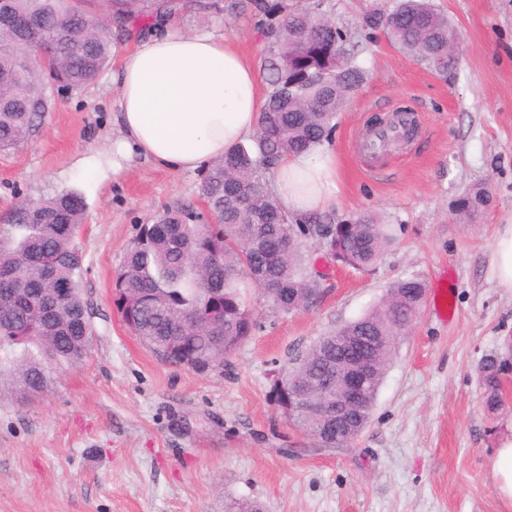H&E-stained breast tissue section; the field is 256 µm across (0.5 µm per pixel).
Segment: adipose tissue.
<instances>
[{"instance_id": "obj_1", "label": "adipose tissue", "mask_w": 512, "mask_h": 512, "mask_svg": "<svg viewBox=\"0 0 512 512\" xmlns=\"http://www.w3.org/2000/svg\"><path fill=\"white\" fill-rule=\"evenodd\" d=\"M122 135L80 161L89 175L119 172L138 152L156 166L192 171L223 157L259 129L261 94L250 57L227 39L164 30L140 42L113 75ZM330 151L286 155L272 192L298 221L336 202Z\"/></svg>"}]
</instances>
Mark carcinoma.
I'll use <instances>...</instances> for the list:
<instances>
[{
    "label": "carcinoma",
    "instance_id": "1",
    "mask_svg": "<svg viewBox=\"0 0 512 512\" xmlns=\"http://www.w3.org/2000/svg\"><path fill=\"white\" fill-rule=\"evenodd\" d=\"M13 17H31L41 26L23 33L0 21V148L16 147L36 131L48 110L46 87L81 89L94 83L112 58L114 38L130 32L139 19L158 29L172 17L212 7L207 0H106L111 23L89 37L96 16L78 0H7ZM314 12H289L270 29L269 49L261 58L268 91L260 128L252 144L238 145L203 171L204 207L175 201L141 229L116 273V306L122 322L142 346L165 364L179 366L167 344L179 343L191 359L212 368L224 364L244 337L260 326L241 289L245 281L267 286L269 313L278 315L312 303L323 292L325 274L304 250V239H317L335 261L358 271L373 268L392 243L387 225L366 212L333 224L297 223L278 203L263 175L283 153H304L328 141L333 120L363 73L354 61L352 37L333 22L314 29ZM367 26L380 28L416 62L436 72H450L457 61L448 46L457 31L431 0H396L392 11L376 13ZM51 47L48 65L35 47ZM483 188L467 193L458 210L469 219L486 208ZM85 203L66 190L15 211L0 228V375L9 373L19 395L40 393L53 372L81 361L93 327L81 288L82 255L76 245ZM392 308L381 301L356 320L319 337L296 359L289 373L304 369L326 396L336 398V372L357 351L344 343L352 336L383 337L378 368L367 384L362 421L352 424L350 439L367 425L395 337L417 319L426 285L417 279L391 285ZM508 358L485 356L480 379L485 405L501 402ZM294 423L314 434L323 428L299 410ZM224 512H263L257 501L228 498Z\"/></svg>",
    "mask_w": 512,
    "mask_h": 512
}]
</instances>
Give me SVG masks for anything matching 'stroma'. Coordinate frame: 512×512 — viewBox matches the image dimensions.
<instances>
[{"label": "stroma", "mask_w": 512, "mask_h": 512, "mask_svg": "<svg viewBox=\"0 0 512 512\" xmlns=\"http://www.w3.org/2000/svg\"><path fill=\"white\" fill-rule=\"evenodd\" d=\"M178 16L174 28L230 39L252 60L266 28L235 0ZM319 7L352 30L365 78L337 113L326 149L341 171V222L371 212L394 240L375 269L318 260L327 278L307 308L269 316L259 288L245 292L261 327L205 373L166 365L127 331L113 280L140 225L168 204L199 202L200 171L160 169L136 157L117 175L78 170L83 154L118 135L112 73L146 33L132 28L107 71L81 90L51 86L29 140L0 151V227L14 207L64 190L85 201L82 287L95 333L83 360L48 390L20 398L0 385V512H224L256 500L266 512H504L489 458L512 426V378L497 409L484 403L482 358L512 344V291L492 266L512 225V0H433L458 31L456 68L417 64L367 27L396 0H278ZM415 113L413 137L378 157L353 150L372 119ZM485 188L475 220L461 195ZM452 278L454 317L424 306L396 346L366 428L344 450L299 433L273 401L274 384L323 334L357 319L398 280Z\"/></svg>", "instance_id": "obj_1"}]
</instances>
